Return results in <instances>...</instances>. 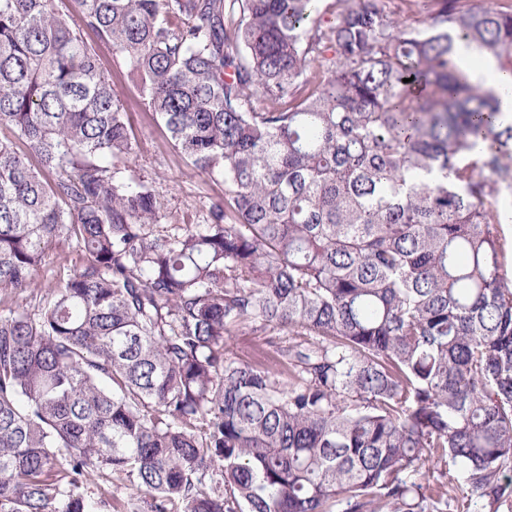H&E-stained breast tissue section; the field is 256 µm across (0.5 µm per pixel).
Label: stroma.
<instances>
[{
  "mask_svg": "<svg viewBox=\"0 0 512 512\" xmlns=\"http://www.w3.org/2000/svg\"><path fill=\"white\" fill-rule=\"evenodd\" d=\"M94 49L136 135L137 145L125 170L126 176L166 178V223H199L208 207L223 199V181L209 178L186 164L169 143L163 124L145 105L125 70L115 65L111 48L98 42ZM81 493L98 501L100 512H152L149 497L138 493L125 477L108 470L102 472L96 483L82 487Z\"/></svg>",
  "mask_w": 512,
  "mask_h": 512,
  "instance_id": "obj_1",
  "label": "stroma"
}]
</instances>
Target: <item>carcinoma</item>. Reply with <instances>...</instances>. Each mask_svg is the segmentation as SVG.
<instances>
[{"mask_svg": "<svg viewBox=\"0 0 512 512\" xmlns=\"http://www.w3.org/2000/svg\"><path fill=\"white\" fill-rule=\"evenodd\" d=\"M77 4L0 0V290L83 255L0 315V512H92L104 470L154 512H447V459L511 499L512 85L458 50L512 77V11ZM86 31L224 181L202 223L163 229L161 182L109 166L135 137ZM245 328L282 340L234 360ZM54 253L59 254V257L54 258L53 261L39 273L38 279L42 282H54L59 278L65 277L67 267H70L75 262H79L81 256L80 251L73 241L60 242L55 248ZM44 295V288L42 290H35L34 292L27 291L22 294H12L10 296H4V293L0 291V314L8 312V309L18 312H36L44 302Z\"/></svg>", "mask_w": 512, "mask_h": 512, "instance_id": "obj_1", "label": "carcinoma"}]
</instances>
